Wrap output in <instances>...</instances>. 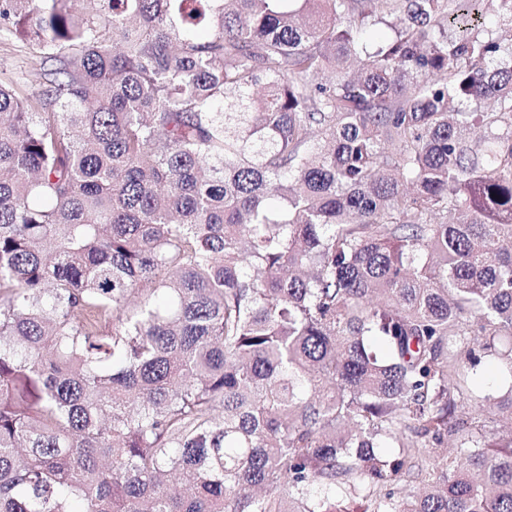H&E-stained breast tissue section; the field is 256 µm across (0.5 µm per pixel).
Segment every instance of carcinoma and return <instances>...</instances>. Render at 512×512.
I'll use <instances>...</instances> for the list:
<instances>
[{"mask_svg":"<svg viewBox=\"0 0 512 512\" xmlns=\"http://www.w3.org/2000/svg\"><path fill=\"white\" fill-rule=\"evenodd\" d=\"M492 17L0 0V512H512V391L464 415L512 373ZM32 51L28 45L7 37L0 38V77L10 78L22 85L34 80ZM476 355L478 360L475 361V365H468L469 405L465 410L466 413L470 411L471 406L481 403L486 395L492 393L503 395L512 388V374L500 369L497 359L478 352Z\"/></svg>","mask_w":512,"mask_h":512,"instance_id":"obj_1","label":"carcinoma"}]
</instances>
